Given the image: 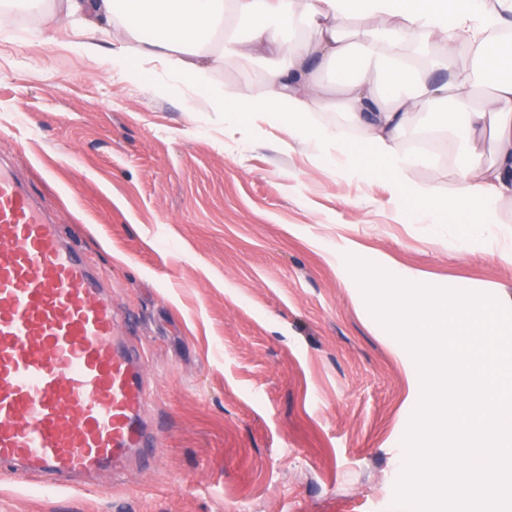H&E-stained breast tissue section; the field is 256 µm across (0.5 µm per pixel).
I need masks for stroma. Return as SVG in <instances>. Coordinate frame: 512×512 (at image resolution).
Listing matches in <instances>:
<instances>
[{"label":"stroma","instance_id":"stroma-1","mask_svg":"<svg viewBox=\"0 0 512 512\" xmlns=\"http://www.w3.org/2000/svg\"><path fill=\"white\" fill-rule=\"evenodd\" d=\"M42 27L0 25V154L132 316L159 452L98 487L0 475V512H402L419 373L345 256L512 307V198L464 248L472 217L415 222L373 153L366 183L262 123L225 129L212 92L259 96L264 62L219 61L199 87L159 63L132 79ZM462 155L494 165L492 134L423 153L411 183L447 195Z\"/></svg>","mask_w":512,"mask_h":512}]
</instances>
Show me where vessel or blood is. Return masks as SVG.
Wrapping results in <instances>:
<instances>
[{
    "label": "vessel or blood",
    "instance_id": "b4317fda",
    "mask_svg": "<svg viewBox=\"0 0 512 512\" xmlns=\"http://www.w3.org/2000/svg\"><path fill=\"white\" fill-rule=\"evenodd\" d=\"M106 283L0 164V464L40 487L152 447L151 386Z\"/></svg>",
    "mask_w": 512,
    "mask_h": 512
}]
</instances>
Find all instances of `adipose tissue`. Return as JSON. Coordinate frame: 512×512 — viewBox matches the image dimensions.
Listing matches in <instances>:
<instances>
[{
  "instance_id": "obj_1",
  "label": "adipose tissue",
  "mask_w": 512,
  "mask_h": 512,
  "mask_svg": "<svg viewBox=\"0 0 512 512\" xmlns=\"http://www.w3.org/2000/svg\"><path fill=\"white\" fill-rule=\"evenodd\" d=\"M58 0L45 19L84 26L96 18L118 26L125 36L109 46L85 42L87 51H107L120 67L130 60L173 66L176 77H199L216 62L209 42L222 30L224 53L244 68L270 56L263 75L265 92L248 100L218 95L216 111L228 128L246 116L281 128L296 145L333 161L353 154L344 127L314 123L313 113L346 114L380 157L385 170L404 181L419 161L406 149L403 134L414 124L418 106L450 104L460 119V135L474 136L487 125L497 132V160L485 167L476 157L458 168L459 186L448 196L426 185L413 186L416 214L465 213L483 228L498 222L496 205L512 195V42L499 39L512 0ZM373 19L359 40L349 18ZM308 34L303 47L294 38ZM471 49L460 67L457 49ZM353 58L378 70L389 92L381 98L367 80L347 82L331 95L317 78L327 64Z\"/></svg>"
}]
</instances>
